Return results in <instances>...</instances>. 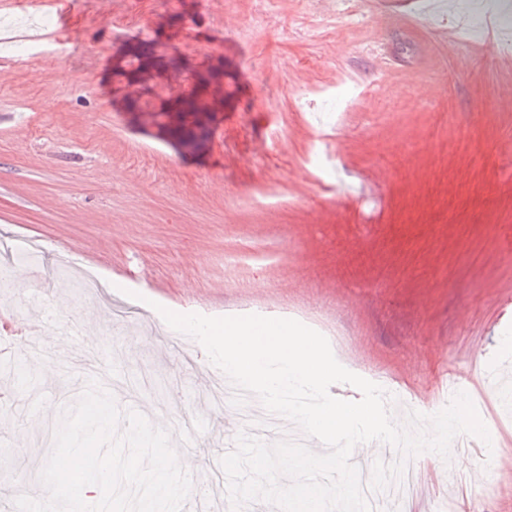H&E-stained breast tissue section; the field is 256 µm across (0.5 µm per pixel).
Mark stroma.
<instances>
[{
	"mask_svg": "<svg viewBox=\"0 0 512 512\" xmlns=\"http://www.w3.org/2000/svg\"><path fill=\"white\" fill-rule=\"evenodd\" d=\"M0 0V288L18 319L85 329L102 371L151 380L131 408L190 404L218 376L158 314L281 313L318 331L337 361L439 410L468 381L474 349L496 362L512 337V56L507 42L453 41L454 16L397 0ZM62 44L34 36L46 26ZM207 78L201 138L176 98ZM417 140L404 151L406 140ZM102 282L85 295L63 262ZM70 346L26 361L27 399L0 417V505L37 492L45 439L88 376ZM512 512V491L434 475L394 512Z\"/></svg>",
	"mask_w": 512,
	"mask_h": 512,
	"instance_id": "35a3bbf8",
	"label": "stroma"
}]
</instances>
